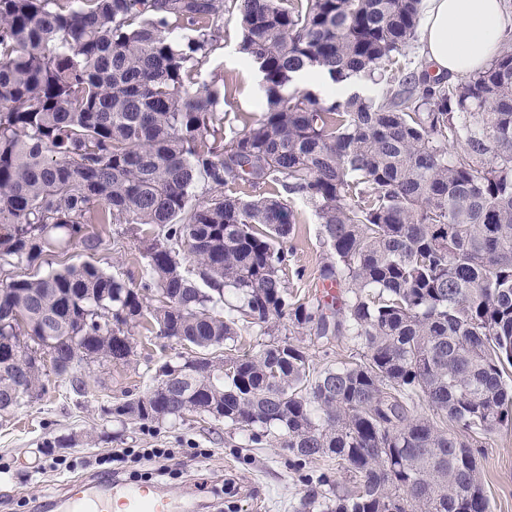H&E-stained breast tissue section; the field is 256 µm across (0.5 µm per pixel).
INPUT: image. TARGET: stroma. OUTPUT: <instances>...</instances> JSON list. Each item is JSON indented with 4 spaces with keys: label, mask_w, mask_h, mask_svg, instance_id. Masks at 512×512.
<instances>
[{
    "label": "stroma",
    "mask_w": 512,
    "mask_h": 512,
    "mask_svg": "<svg viewBox=\"0 0 512 512\" xmlns=\"http://www.w3.org/2000/svg\"><path fill=\"white\" fill-rule=\"evenodd\" d=\"M233 0H224V38L206 70L226 84L224 135L232 137L258 119L256 68L239 52L240 32ZM294 232L286 243L290 291L314 290L327 252L310 207L296 203ZM93 263L127 281L140 282L144 261L132 241L119 238ZM136 347L125 363H95L82 391L48 376L46 391L0 417V512H54L69 484L95 480L94 470L52 471L48 455L95 460L121 448H169L165 465L144 459L117 464V477L146 474L158 491L188 501L191 512H293L305 491L290 453L276 433L249 442L246 432L205 415L187 414L176 424L113 422V404L137 397L154 384L160 366L190 357V348L135 331ZM492 512H512V428L494 432L478 455Z\"/></svg>",
    "instance_id": "1"
}]
</instances>
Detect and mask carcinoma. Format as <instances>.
<instances>
[{
  "instance_id": "carcinoma-1",
  "label": "carcinoma",
  "mask_w": 512,
  "mask_h": 512,
  "mask_svg": "<svg viewBox=\"0 0 512 512\" xmlns=\"http://www.w3.org/2000/svg\"><path fill=\"white\" fill-rule=\"evenodd\" d=\"M422 2L235 0L266 97L226 141L224 79L204 70L224 0H0V340L15 351L0 416L46 390L45 359L77 391L148 323L205 370L114 418L273 430L298 471L336 457L351 485L308 479L295 512H491L475 449L512 425V45L453 82L395 73ZM301 69L390 89L318 97L292 87ZM240 182L291 199L244 200ZM295 198L327 246L330 301L288 290ZM106 224L138 234L140 283L89 261L11 271L105 251ZM281 326L352 352L321 367L289 340L215 356Z\"/></svg>"
}]
</instances>
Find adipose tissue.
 I'll return each instance as SVG.
<instances>
[{
	"mask_svg": "<svg viewBox=\"0 0 512 512\" xmlns=\"http://www.w3.org/2000/svg\"><path fill=\"white\" fill-rule=\"evenodd\" d=\"M423 52L433 76L479 72L492 60L512 17L502 0H426Z\"/></svg>",
	"mask_w": 512,
	"mask_h": 512,
	"instance_id": "obj_1",
	"label": "adipose tissue"
}]
</instances>
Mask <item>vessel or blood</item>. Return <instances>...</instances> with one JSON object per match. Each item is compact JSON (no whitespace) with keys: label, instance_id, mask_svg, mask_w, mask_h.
Here are the masks:
<instances>
[{"label":"vessel or blood","instance_id":"b4317fda","mask_svg":"<svg viewBox=\"0 0 512 512\" xmlns=\"http://www.w3.org/2000/svg\"><path fill=\"white\" fill-rule=\"evenodd\" d=\"M114 499L121 502L125 512H176L172 498L109 480L74 485L64 498V512H108V503Z\"/></svg>","mask_w":512,"mask_h":512}]
</instances>
